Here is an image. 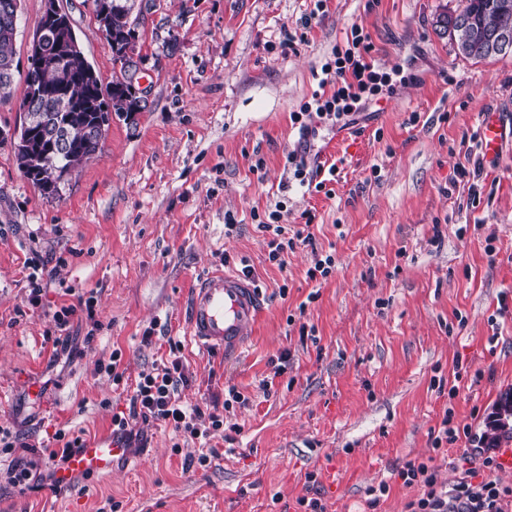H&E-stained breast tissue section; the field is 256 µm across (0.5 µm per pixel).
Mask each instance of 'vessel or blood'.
<instances>
[{
	"label": "vessel or blood",
	"mask_w": 512,
	"mask_h": 512,
	"mask_svg": "<svg viewBox=\"0 0 512 512\" xmlns=\"http://www.w3.org/2000/svg\"><path fill=\"white\" fill-rule=\"evenodd\" d=\"M504 136L500 113L483 112L480 138L486 160L499 158ZM261 309V294L255 282L238 272L214 271L202 278L189 300L188 333L202 350L229 355L251 336ZM126 458L127 450L116 438L86 441L73 449L58 470L56 481L63 487L81 477H106Z\"/></svg>",
	"instance_id": "1"
}]
</instances>
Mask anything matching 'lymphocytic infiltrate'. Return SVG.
<instances>
[{"mask_svg":"<svg viewBox=\"0 0 512 512\" xmlns=\"http://www.w3.org/2000/svg\"><path fill=\"white\" fill-rule=\"evenodd\" d=\"M373 45L370 36L360 25H352L345 46L336 47L333 58L321 67L322 77L310 101L305 102L291 120L299 132V146L287 154V163L293 176L307 182L304 155L311 137L317 132L318 123L332 121L338 124L359 113L370 95L387 80L386 74L375 70L369 60ZM282 210H269L257 228L269 236L268 259L277 266H284L288 251L297 245L311 242V235L303 229L288 231L282 225ZM168 359L152 370L141 373L129 402L126 415H113L114 434L120 441L132 439L138 422L161 421L172 424L175 431L194 439H208L211 432L224 426V407L246 404L247 399L236 389H228L223 405H198L185 402L180 389L188 377L180 356L181 347L170 342ZM480 468L488 471L487 479L472 483L460 479L452 484L438 481L435 467L423 462L410 461L400 470L405 485H419L421 494L408 502L407 512H512V487L492 479L498 468L495 455H479Z\"/></svg>","mask_w":512,"mask_h":512,"instance_id":"f902f5d3","label":"lymphocytic infiltrate"}]
</instances>
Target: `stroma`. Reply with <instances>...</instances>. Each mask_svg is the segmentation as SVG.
<instances>
[{"label": "stroma", "mask_w": 512, "mask_h": 512, "mask_svg": "<svg viewBox=\"0 0 512 512\" xmlns=\"http://www.w3.org/2000/svg\"><path fill=\"white\" fill-rule=\"evenodd\" d=\"M103 80L112 53L92 0H59ZM464 0H159L143 20L147 107L113 118L100 151L47 198L0 145V421L23 441L0 453L38 458L56 431L96 440L127 411L141 372L180 340L191 403L248 402L225 411L234 432L207 444L158 421L141 424L130 464L68 488L18 495L0 479V512H405L419 486L398 472L432 460L439 479L468 470L500 400L512 396V141L497 164L472 134L485 109L512 126V58H464L435 26ZM369 33L375 67L399 72L352 125L333 197L298 185L286 155L298 145L290 115L352 24ZM294 48H286L288 37ZM480 166L476 187L458 171ZM283 204L313 242L268 260L252 218ZM236 219L226 233L225 214ZM333 253L326 279L307 276ZM248 263L263 309L243 349L205 353L187 334L193 286ZM40 306L27 296L32 281ZM93 314L70 319L54 350L53 313L76 295ZM506 316H499L500 303ZM153 328L151 345L141 336ZM121 351V383L100 372ZM287 361H280V354ZM469 374L455 380V364ZM281 374H274V367ZM271 388H263L264 379ZM456 386L455 396L446 389ZM469 437L434 449L445 410ZM216 456L188 465L202 448ZM390 490L370 504L369 488Z\"/></svg>", "instance_id": "stroma-1"}]
</instances>
